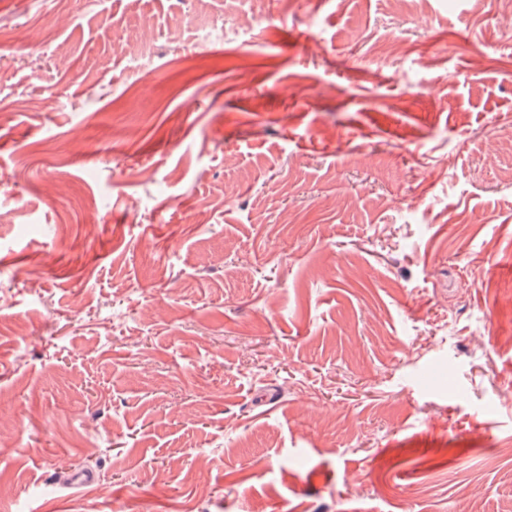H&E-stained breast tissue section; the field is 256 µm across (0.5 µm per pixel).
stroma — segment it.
I'll return each instance as SVG.
<instances>
[{"mask_svg":"<svg viewBox=\"0 0 512 512\" xmlns=\"http://www.w3.org/2000/svg\"><path fill=\"white\" fill-rule=\"evenodd\" d=\"M262 9L0 0V512H512V10Z\"/></svg>","mask_w":512,"mask_h":512,"instance_id":"obj_1","label":"stroma"}]
</instances>
